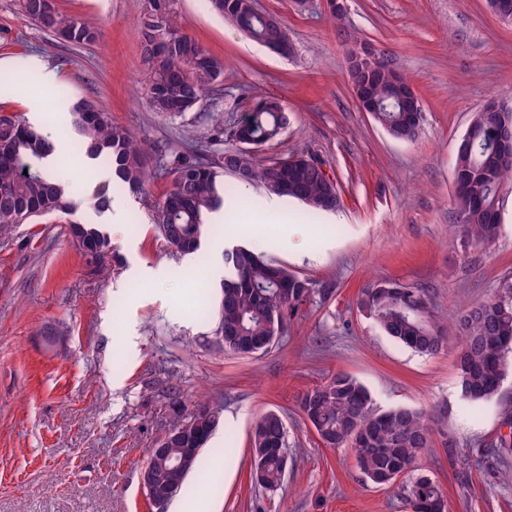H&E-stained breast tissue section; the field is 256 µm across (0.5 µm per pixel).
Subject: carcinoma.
<instances>
[{
	"mask_svg": "<svg viewBox=\"0 0 512 512\" xmlns=\"http://www.w3.org/2000/svg\"><path fill=\"white\" fill-rule=\"evenodd\" d=\"M29 0H19L21 12L55 38L73 44L94 42L101 32L82 18L59 11L55 2L36 17ZM211 10L252 41L266 45L271 36L288 43V28L275 33L266 28L254 0H209ZM144 62L150 80L146 99L150 109L164 115L192 111L224 76V59L203 50L181 33L167 16L151 13L142 23ZM393 69L382 63L375 96L383 103L373 120L383 129H397L404 141L418 130L404 125L400 91L392 82ZM249 115L254 142L240 145L235 127L217 135L230 146L214 155L204 154L180 163L165 193L154 202L157 238L171 251L184 256L200 248L209 232L208 215L224 204V176L241 185L257 184L267 195L302 204L310 216L336 211L330 200L337 186L329 185L314 167L297 174L288 171L304 156L261 161L258 155L286 129L289 115L272 97L255 96ZM76 135L75 147L87 159L102 161L112 174L113 186L138 196L147 194L152 178L148 147L128 129L112 122L94 102L85 100L70 109ZM0 232L28 224L52 213H67L74 203L62 182L44 162L54 146L40 129L14 116L0 115ZM478 135L454 156V169L466 176L456 186L454 204L463 244L488 245L499 233V194L512 183V151L491 147L494 128L481 112L469 121ZM69 235L87 257L118 255L110 236L98 224H70ZM314 293L312 283L284 263L266 259L250 248L237 245L224 250V281L215 334L224 337V351L241 357L255 355L253 347L283 336L288 318ZM359 310L388 336L422 353L436 354L450 337L434 314L422 290L396 281H382L362 291ZM457 333V383L460 396L471 404L490 400L512 367V285L504 293L465 309L451 325ZM301 410L328 448L350 447L362 474L373 484L392 485L402 476L404 499L412 512H446L441 485L428 475L415 473V462L431 447V426L425 414L401 407L374 411L366 387L347 373H337L305 393ZM197 428L210 439L220 424L219 414L202 406ZM252 482L267 491L283 484L282 460L287 455L288 431L282 415L269 411L250 431ZM201 453L190 457L186 472L169 471L177 490L200 467Z\"/></svg>",
	"mask_w": 512,
	"mask_h": 512,
	"instance_id": "obj_1",
	"label": "carcinoma"
}]
</instances>
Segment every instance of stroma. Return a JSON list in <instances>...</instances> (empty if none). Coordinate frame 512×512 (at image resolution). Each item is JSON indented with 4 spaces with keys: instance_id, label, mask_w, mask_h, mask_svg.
<instances>
[{
    "instance_id": "1",
    "label": "stroma",
    "mask_w": 512,
    "mask_h": 512,
    "mask_svg": "<svg viewBox=\"0 0 512 512\" xmlns=\"http://www.w3.org/2000/svg\"><path fill=\"white\" fill-rule=\"evenodd\" d=\"M93 23L92 43L57 40L0 0V113L50 134L55 167L76 204L0 233V512H156L140 486L155 441L184 414L219 409L221 421L167 512H410L399 486H376L350 448L325 447L300 405L344 372L377 410L409 407L435 420L415 466L446 492L448 512H512V457L489 445L512 410V373L490 401L459 398L456 351L424 355L395 342L357 306L389 279L424 290L450 321L512 284V184L500 192L501 230L486 247L462 245L453 204V159L470 117L487 99L512 103V23L487 0H347L332 20L327 0H256L288 28L285 58L211 12L208 0H55ZM168 13L224 78L193 110L170 117L146 103L149 73L140 20ZM366 46L410 81L423 108L414 140L392 138L361 112L347 56ZM275 97L291 121L263 152L304 153L335 180L341 205L315 221L257 186L239 188L210 215L199 255L169 253L153 229V201L175 177L173 159L213 124L232 126L249 95ZM91 100L148 145V199L90 200L109 172L76 153L68 108ZM105 225L123 263L94 262L71 223ZM243 245L291 266L315 293L270 352L242 358L215 334L225 248ZM54 330L55 343L44 339ZM288 430V468L271 493L251 481L249 435L267 411Z\"/></svg>"
}]
</instances>
